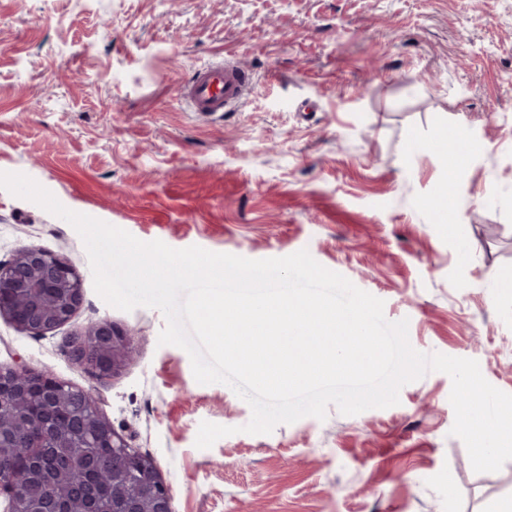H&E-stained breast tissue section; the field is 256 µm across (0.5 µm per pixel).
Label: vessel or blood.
<instances>
[{"instance_id":"vessel-or-blood-1","label":"vessel or blood","mask_w":512,"mask_h":512,"mask_svg":"<svg viewBox=\"0 0 512 512\" xmlns=\"http://www.w3.org/2000/svg\"><path fill=\"white\" fill-rule=\"evenodd\" d=\"M255 83L253 73L232 59L205 64L180 89V96L195 114L232 112L247 100Z\"/></svg>"}]
</instances>
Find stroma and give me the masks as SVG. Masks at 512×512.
<instances>
[{
  "instance_id": "obj_1",
  "label": "stroma",
  "mask_w": 512,
  "mask_h": 512,
  "mask_svg": "<svg viewBox=\"0 0 512 512\" xmlns=\"http://www.w3.org/2000/svg\"><path fill=\"white\" fill-rule=\"evenodd\" d=\"M228 56L254 72L252 95L223 117L189 112L181 85ZM0 171L142 241L307 250L408 319L415 350L477 360L512 394V0H0ZM25 245L65 257L84 301L43 337L1 317L0 365L90 390L155 458L175 512H495L512 498V461L474 472L451 436L447 374L389 408L332 405L248 434L249 404L159 345L160 310L109 306L76 230L0 190V262ZM100 319L137 339L109 380L63 351ZM204 421L237 432L200 449Z\"/></svg>"
}]
</instances>
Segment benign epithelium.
Masks as SVG:
<instances>
[{
  "mask_svg": "<svg viewBox=\"0 0 512 512\" xmlns=\"http://www.w3.org/2000/svg\"><path fill=\"white\" fill-rule=\"evenodd\" d=\"M84 300L80 275L53 252L25 246L6 264L0 263V317L29 336L41 337L67 323ZM136 336L103 319L69 336L68 359L104 380L119 374L134 360ZM24 403L22 418L33 429L31 447L56 449L51 465L70 467L82 448L112 449V512H173L172 490L155 459L131 447L117 433L86 389L59 380L47 368L0 366V447L16 436L13 416ZM3 512H65L56 502L26 506L9 479L0 478Z\"/></svg>",
  "mask_w": 512,
  "mask_h": 512,
  "instance_id": "1",
  "label": "benign epithelium"
}]
</instances>
